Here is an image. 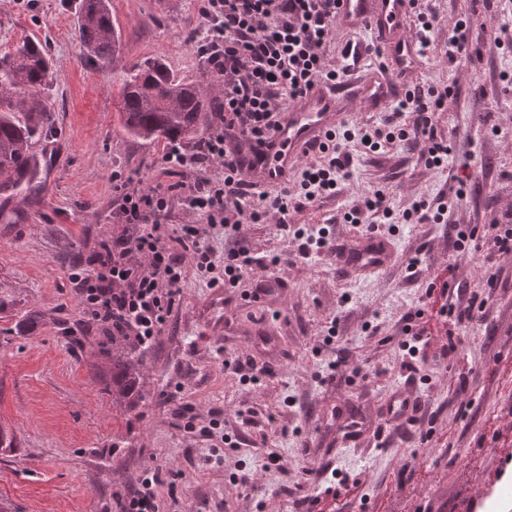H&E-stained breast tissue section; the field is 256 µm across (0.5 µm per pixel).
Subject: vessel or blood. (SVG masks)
<instances>
[{
  "mask_svg": "<svg viewBox=\"0 0 512 512\" xmlns=\"http://www.w3.org/2000/svg\"><path fill=\"white\" fill-rule=\"evenodd\" d=\"M415 0H339V16L349 23L369 26L384 56L406 77L417 67L415 39L409 29ZM391 91L389 82L370 77L363 86L345 85L336 89L318 82L307 94L288 103L279 125L263 147V158L256 167V180L265 186L285 183L305 152L325 139L328 132L345 123L347 115L340 112L342 99L364 96L380 102ZM389 258V245L379 238L363 241L351 263L354 270L375 273L382 270Z\"/></svg>",
  "mask_w": 512,
  "mask_h": 512,
  "instance_id": "1",
  "label": "vessel or blood"
}]
</instances>
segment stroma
I'll use <instances>...</instances> for the list:
<instances>
[{"label":"stroma","mask_w":512,"mask_h":512,"mask_svg":"<svg viewBox=\"0 0 512 512\" xmlns=\"http://www.w3.org/2000/svg\"><path fill=\"white\" fill-rule=\"evenodd\" d=\"M78 0H0V55L35 41L53 61L45 90L56 122L54 148L39 194H0V505L8 512H101L113 492L146 470L162 471L163 512H300L303 498L332 477L359 481L361 499L339 512H512L496 502L512 485V374L493 372L512 358V252L490 245L496 225L512 215V0H419L435 14L437 53L412 74L416 84L450 88L438 131L448 163L427 167L423 145L393 143L371 152L351 143L358 164L336 196L289 210L293 225L328 226L340 244L361 240L363 227L343 216L376 190L395 214L420 199H453L444 224H379L392 243L388 266L376 274L341 270L322 254L272 268L253 267L234 288L217 293L190 275L171 316L172 327L140 358L141 396L135 407L113 404L97 347L77 348L66 328L80 317L63 255L86 254L112 224L118 205L113 171L150 187L162 178L164 144L145 145L119 124L122 66L164 58L177 76L216 90L218 80L192 48L203 0H110L124 44L121 67L86 59L76 26ZM470 18L467 57L448 61V32ZM469 159L465 187L453 180ZM462 198H455V190ZM475 231L459 249L449 225ZM239 235L257 256L297 245L277 217L242 225ZM422 260L417 275L407 263ZM450 262L458 282L486 301L484 318L460 329L456 350L440 359L442 340L408 376L406 316L425 307L429 268ZM278 285L255 295L258 280ZM45 321L19 322L30 310ZM220 322L224 333L212 335ZM333 342H325L329 323ZM250 359L268 368L261 383L241 380L225 361ZM337 369H330L331 361ZM422 403L418 425L383 424L392 394ZM195 408L198 425L224 412L223 433L192 437L171 415L177 403ZM360 439L343 441L350 426ZM429 441H421L423 431ZM277 455L278 466L267 464ZM244 471L248 484L232 482Z\"/></svg>","instance_id":"stroma-1"}]
</instances>
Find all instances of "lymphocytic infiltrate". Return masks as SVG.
Instances as JSON below:
<instances>
[{"label":"lymphocytic infiltrate","mask_w":512,"mask_h":512,"mask_svg":"<svg viewBox=\"0 0 512 512\" xmlns=\"http://www.w3.org/2000/svg\"><path fill=\"white\" fill-rule=\"evenodd\" d=\"M338 2L205 0L193 44L221 83L211 131L192 146H167L162 161L176 183L145 188L113 172L119 205L112 226L69 275L81 308L80 332L123 336L137 350L153 348L170 324L188 267H195L210 285L237 287L258 262L236 240L241 225L259 224L273 215L284 223L291 206L335 195L352 173V139L373 152L397 140L421 142L427 166L439 168L447 162L448 142L438 136L436 124L451 92L413 85L381 124L331 133L313 150L298 191L283 185L275 194L263 195L262 206L248 207L254 187L250 172L256 163L244 153V145L263 144L277 127L284 103L300 98L320 80L341 83L362 58L358 45L349 42L343 48L346 67H325ZM177 208L200 216V223L171 227L169 218ZM217 227L235 240L221 255L206 241L208 229ZM455 281L454 264L431 268L425 309L405 326L411 335L409 356L424 352L435 338L443 339L442 353L450 355L461 325L483 311L478 296L456 288ZM160 482L156 472L141 477L113 495V512H160Z\"/></svg>","instance_id":"1"}]
</instances>
